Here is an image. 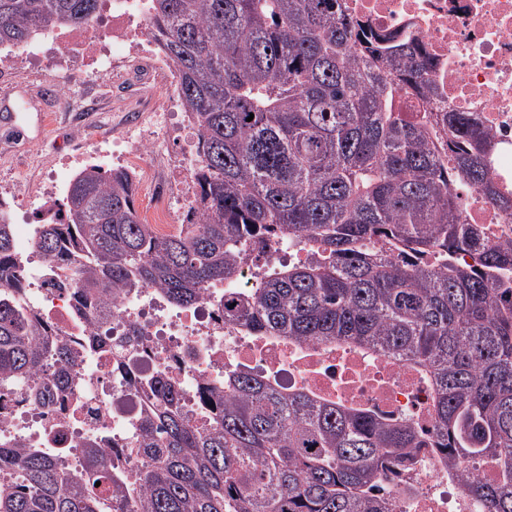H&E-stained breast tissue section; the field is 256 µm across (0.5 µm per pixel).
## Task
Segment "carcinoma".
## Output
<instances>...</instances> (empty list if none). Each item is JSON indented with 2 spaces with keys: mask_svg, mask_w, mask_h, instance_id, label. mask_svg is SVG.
Masks as SVG:
<instances>
[{
  "mask_svg": "<svg viewBox=\"0 0 512 512\" xmlns=\"http://www.w3.org/2000/svg\"><path fill=\"white\" fill-rule=\"evenodd\" d=\"M100 0H0V46L87 29ZM148 32L175 68L197 135L196 206L171 234L140 220L133 177L91 164L62 198L65 223L41 225L36 251L69 244L88 288L155 287L183 306L224 284V321L298 343H346L410 361L430 379L434 443L448 467L490 462L495 479L460 477L485 512H512V239L464 223L449 182L512 210L485 165L490 137L471 112L414 118L404 88L434 95L426 61L373 41L345 0H151ZM253 117L248 122L246 118ZM454 157L448 170L440 151ZM272 235L309 247L272 265L246 299L239 256ZM466 252L472 263L458 261ZM19 267L0 224V270ZM0 277V389L51 360ZM138 427L150 457L112 488V461L86 444L84 468L0 445V512H393L372 495L387 467L410 468L423 435L406 421L281 394L235 375L207 399L201 429L169 380Z\"/></svg>",
  "mask_w": 512,
  "mask_h": 512,
  "instance_id": "cac0c4a2",
  "label": "carcinoma"
}]
</instances>
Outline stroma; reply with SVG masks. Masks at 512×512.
Instances as JSON below:
<instances>
[{"instance_id":"35a3bbf8","label":"stroma","mask_w":512,"mask_h":512,"mask_svg":"<svg viewBox=\"0 0 512 512\" xmlns=\"http://www.w3.org/2000/svg\"><path fill=\"white\" fill-rule=\"evenodd\" d=\"M146 64L128 59L111 80L50 68L47 58L20 60L9 83H0V198L20 195L22 216L39 207L56 183H69L85 166L119 163L121 142L154 134L153 114L166 93L147 84ZM170 147L154 159L145 203L177 206L165 177L185 152L180 122L169 129Z\"/></svg>"}]
</instances>
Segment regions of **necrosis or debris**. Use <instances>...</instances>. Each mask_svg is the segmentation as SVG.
<instances>
[{
	"mask_svg": "<svg viewBox=\"0 0 512 512\" xmlns=\"http://www.w3.org/2000/svg\"><path fill=\"white\" fill-rule=\"evenodd\" d=\"M349 13L383 45H405L430 64L435 99L452 112L477 113L491 135L486 156L490 181L512 194V0H346ZM148 0H112L104 24L117 44L133 47L146 28ZM23 56H54L65 69L83 66L100 79L112 72V52L81 32H53L27 44ZM467 223L482 225L494 240L512 238V214L478 191L466 195ZM53 198L22 244L17 303L36 314L41 342H66L73 365L59 378L56 364L0 393V443H20L48 454L65 452L72 468L83 462L87 441L112 459L124 476L145 458L133 448L141 416L153 398L152 383L166 377L181 393L180 404L197 425L207 424L202 393L220 390L228 376L245 371L281 393L302 390L383 420L431 428L433 388L408 361L357 347L297 343L259 333L224 319L223 288L205 289L184 307L157 288H127L113 301L88 293L81 258L36 252L41 225L58 223ZM305 248L270 239L242 260L237 294L249 295L262 265L305 260ZM49 391L50 403L38 401ZM378 494L396 512H475L461 482L449 475L445 456L420 448L412 471L393 469Z\"/></svg>",
	"mask_w": 512,
	"mask_h": 512,
	"instance_id": "1",
	"label": "necrosis or debris"
}]
</instances>
